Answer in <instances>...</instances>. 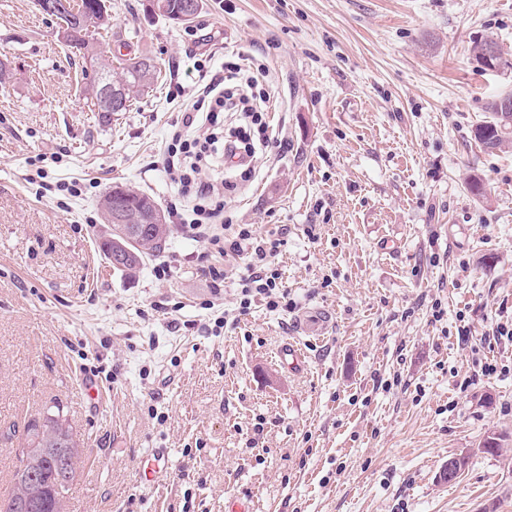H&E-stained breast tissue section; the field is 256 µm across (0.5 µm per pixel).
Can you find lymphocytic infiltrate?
Segmentation results:
<instances>
[{"mask_svg": "<svg viewBox=\"0 0 512 512\" xmlns=\"http://www.w3.org/2000/svg\"><path fill=\"white\" fill-rule=\"evenodd\" d=\"M256 85V79L242 78L238 63L225 62L223 73L213 75L197 100L185 109L180 126L172 134L165 160V169L179 194L193 202L190 213L179 214L180 223L202 232L206 249L247 258L246 272L238 283V312L242 315L256 302L273 311L287 308L288 293L272 264L283 241L258 237L248 224L236 225L232 240H225L219 229L224 221V195L234 190L236 182L204 179L200 170L206 158L216 155L225 168L246 182L253 174L256 154L277 148V141L269 135L256 140L251 137L252 126L262 122L267 101L266 94L256 92ZM228 112L236 113L240 124L228 137L222 138L217 130L223 127ZM203 125L209 126L210 132L202 137L197 130Z\"/></svg>", "mask_w": 512, "mask_h": 512, "instance_id": "lymphocytic-infiltrate-1", "label": "lymphocytic infiltrate"}]
</instances>
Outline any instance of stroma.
Instances as JSON below:
<instances>
[{
	"label": "stroma",
	"instance_id": "obj_1",
	"mask_svg": "<svg viewBox=\"0 0 512 512\" xmlns=\"http://www.w3.org/2000/svg\"><path fill=\"white\" fill-rule=\"evenodd\" d=\"M106 8L97 53L151 58L158 78L102 125L58 21L0 0V498L9 428L59 404L85 443L69 512H512V342L491 335L512 324V139L488 152L473 135L512 94V70L473 51L489 37L512 55V0H199L187 23L151 0ZM239 57L269 70L284 147L257 155L224 218L284 239L291 306L252 305L215 336L207 305L235 308L244 260L202 257L178 224L135 275L115 270L99 200L122 184L180 205L164 168L174 87L190 60ZM289 341L304 370L281 364ZM493 431L508 436L496 455ZM153 448L172 469L148 486Z\"/></svg>",
	"mask_w": 512,
	"mask_h": 512
}]
</instances>
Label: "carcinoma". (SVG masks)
<instances>
[{"label":"carcinoma","instance_id":"obj_1","mask_svg":"<svg viewBox=\"0 0 512 512\" xmlns=\"http://www.w3.org/2000/svg\"><path fill=\"white\" fill-rule=\"evenodd\" d=\"M70 9L59 16L63 23L65 42L85 50L84 58L99 62L98 53L90 45V33L106 25L105 5L99 0H68ZM113 83L123 91L127 111L133 100L141 97L151 87L156 77V67L148 58L120 64ZM512 100L507 94L490 101L487 110L492 120L475 128L476 141L488 149L499 148L512 135V114L500 111L503 99ZM112 204L130 210H148L158 223L154 234L146 241L129 238L119 225H112V241L103 242L105 257L110 251L125 255V262L118 270L132 273L140 269L145 257L161 249L170 233V225L158 202L143 192L126 194L122 187L112 186ZM81 457V440L74 433L69 420L60 413L43 414L29 419L20 434L18 465L14 472L15 490L0 502V512H67V495L76 465Z\"/></svg>","mask_w":512,"mask_h":512}]
</instances>
